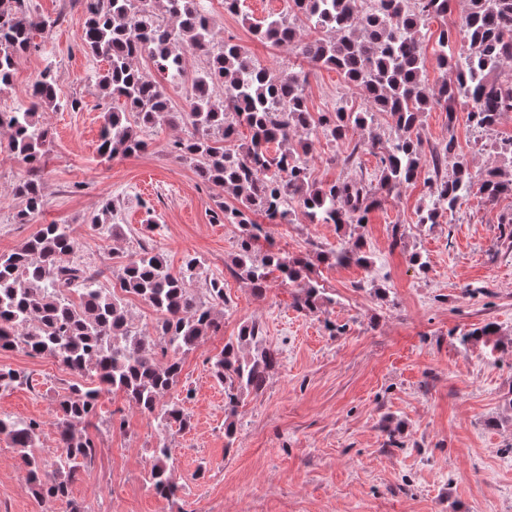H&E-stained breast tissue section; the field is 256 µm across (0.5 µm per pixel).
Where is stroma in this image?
<instances>
[{
	"instance_id": "35a3bbf8",
	"label": "stroma",
	"mask_w": 512,
	"mask_h": 512,
	"mask_svg": "<svg viewBox=\"0 0 512 512\" xmlns=\"http://www.w3.org/2000/svg\"><path fill=\"white\" fill-rule=\"evenodd\" d=\"M25 3L53 25L35 33L31 50L17 58L12 83L0 87V111L26 107L29 88L47 70L60 106L38 113L51 133L41 172L46 206L26 224L16 221L23 203L13 192L26 166L9 152V134L0 128V253L41 225L65 224L96 255L101 288L112 289L126 255L143 243L174 273L187 256L197 257L193 289L223 279L227 301L218 333L182 357L172 397L189 428L160 433L155 417L123 392L103 394L86 428L98 452L55 512H512V194L489 202L476 189L488 170L512 177V160L491 148L512 137V114L483 134L470 127L465 106L452 115L439 107L423 114L415 133L424 146L454 138L470 163L475 189L453 217L417 224L429 193L423 171L373 209L367 223L312 224L295 203L291 223L265 225L269 241L291 257L314 259L358 239L371 258L366 267L315 262L312 277L327 299L316 311H301L294 306L298 287L279 273L269 275L259 296L232 273L241 229L215 223L212 215L235 201L171 151L187 128L161 122L143 130L147 150L100 155L103 115L122 103L96 84L106 63L83 47L85 0ZM203 7L220 37L273 70L302 73L310 112L341 103L366 108L363 93L336 70L253 36L247 19L287 12V0H244L236 14L225 11L224 0H204ZM74 100L79 109H71ZM361 138L358 132L344 140L311 137L306 160L313 179L373 177L377 159L370 150L351 165L341 162ZM108 200L117 204L123 226L116 238L90 223ZM415 252L426 258V270L411 264ZM253 321L279 362L264 389L243 395L231 414L210 360ZM488 323L496 336L473 338ZM1 367L25 380L0 391V415L38 422L35 453L54 463L62 452L57 400L72 383L96 386V377L19 349H0ZM229 416L236 424L231 444L224 438ZM163 439L180 486L170 498L146 481ZM0 512H44L26 481L20 449L3 434Z\"/></svg>"
}]
</instances>
